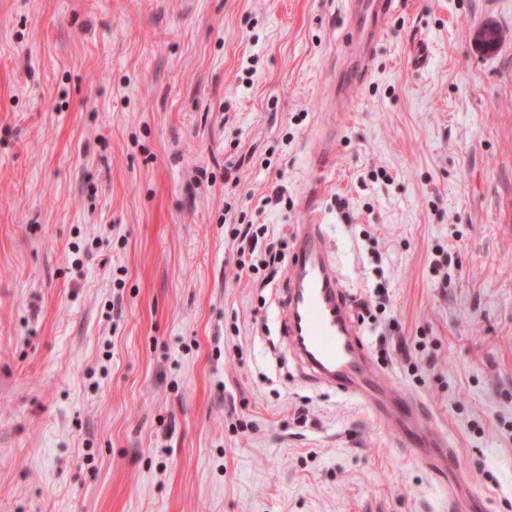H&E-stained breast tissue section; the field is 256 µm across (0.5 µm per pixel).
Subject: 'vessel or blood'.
Instances as JSON below:
<instances>
[{"label": "vessel or blood", "instance_id": "1", "mask_svg": "<svg viewBox=\"0 0 512 512\" xmlns=\"http://www.w3.org/2000/svg\"><path fill=\"white\" fill-rule=\"evenodd\" d=\"M348 32L343 42L345 66L332 77L336 105L350 111L346 90L364 83L372 73L377 35L398 0H344ZM284 334L288 351L306 379L361 403L379 420L389 422L401 442L411 448H429L445 461V442L419 432L415 400L382 383L343 288L336 261L326 243L318 213L295 229L293 261L287 274Z\"/></svg>", "mask_w": 512, "mask_h": 512}]
</instances>
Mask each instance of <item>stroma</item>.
<instances>
[{"instance_id":"stroma-1","label":"stroma","mask_w":512,"mask_h":512,"mask_svg":"<svg viewBox=\"0 0 512 512\" xmlns=\"http://www.w3.org/2000/svg\"><path fill=\"white\" fill-rule=\"evenodd\" d=\"M345 27L343 0H0V512H449L289 357L286 271L236 264L232 222L293 241L315 189L352 300L386 292L382 380L473 512H512V0H400L333 113Z\"/></svg>"}]
</instances>
